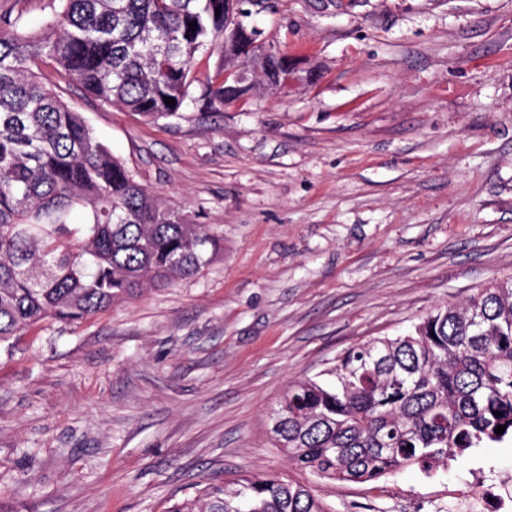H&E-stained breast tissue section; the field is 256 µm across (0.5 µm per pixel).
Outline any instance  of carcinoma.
I'll list each match as a JSON object with an SVG mask.
<instances>
[{
  "label": "carcinoma",
  "instance_id": "obj_1",
  "mask_svg": "<svg viewBox=\"0 0 512 512\" xmlns=\"http://www.w3.org/2000/svg\"><path fill=\"white\" fill-rule=\"evenodd\" d=\"M217 7L224 0H60L47 35L0 13V345L42 319L82 321L205 263L204 225L162 207L32 67L51 63L85 94L146 119L172 115L191 95L196 54L227 35ZM244 62L258 76L246 90L210 82L199 99L281 88L277 52L256 45ZM328 375L291 383L271 429L291 463L324 479L430 472L505 441L512 276L437 309L407 335L348 349ZM167 512L326 510L304 485L248 475L207 482Z\"/></svg>",
  "mask_w": 512,
  "mask_h": 512
}]
</instances>
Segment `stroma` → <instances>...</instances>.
<instances>
[{"instance_id":"35a3bbf8","label":"stroma","mask_w":512,"mask_h":512,"mask_svg":"<svg viewBox=\"0 0 512 512\" xmlns=\"http://www.w3.org/2000/svg\"><path fill=\"white\" fill-rule=\"evenodd\" d=\"M249 23L287 87L158 120L36 68L214 243L191 277L0 347V512H166L244 474L327 512H442L475 469L512 474L506 441L330 481L269 433L292 381L512 274V0H268Z\"/></svg>"}]
</instances>
